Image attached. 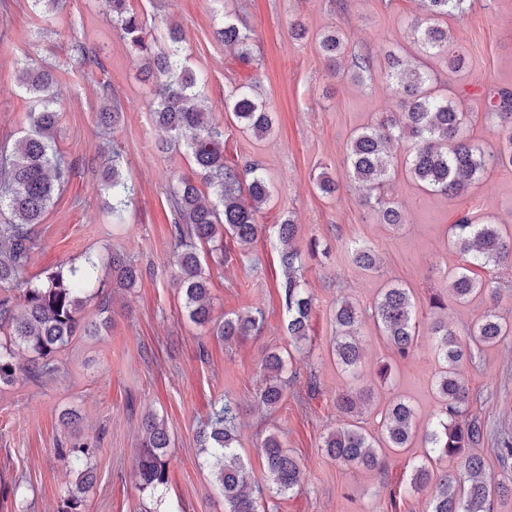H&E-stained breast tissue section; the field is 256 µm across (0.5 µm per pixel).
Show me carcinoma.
Returning <instances> with one entry per match:
<instances>
[{"label": "carcinoma", "instance_id": "cac0c4a2", "mask_svg": "<svg viewBox=\"0 0 512 512\" xmlns=\"http://www.w3.org/2000/svg\"><path fill=\"white\" fill-rule=\"evenodd\" d=\"M464 2L423 0L428 22L412 29L421 53L448 54V71L452 73L465 69L467 61L462 53L449 50L450 35L443 22L464 14ZM109 6L112 31L125 46L145 58V78L154 87L150 111L155 124L169 134L159 143V150L164 153L176 147L183 133L190 132L186 150L200 180L210 189L207 195L196 181L184 178L176 182L170 194L174 214L171 235L182 247L175 280L184 295V308L195 324L210 329L226 343L237 341L259 331L263 315H226L214 320L201 261L195 248L186 247V242L209 243L220 251L224 250L226 235L240 243H253L266 230L257 223L256 216L270 200L271 184L258 163L224 158V127L197 104L200 79L184 51L181 27L167 23L165 34L158 38L145 19L131 9L129 0H109ZM215 35L224 44L238 47L240 55L250 53V32L239 28L229 15H224ZM319 48L329 62L336 63V57L347 51L343 33L337 29L323 34ZM352 63L354 79L373 69V59L367 53L353 55ZM384 67L386 75L395 81L400 111L385 113L376 124L355 132L346 145L352 176L367 190L364 204L373 208L380 223L396 229L406 220L404 205L394 201L388 191L397 168L390 154L394 142L411 140L404 166L409 178L424 191L448 197L467 194L490 168H512V89H491L483 96L480 108L484 119L504 135L503 145L487 149L467 135L475 112L462 107L465 95L453 90L446 96L437 93L434 76L421 67L410 66L401 55H387ZM21 83L34 102L29 125L12 145H0L1 387L13 384L22 372L40 378L53 376L58 369L57 355L73 338L79 334L95 336L98 331V326L84 321L82 315L92 298L87 284L96 273V263L84 267L61 265L38 284L24 278L36 248L34 226L41 223L55 189L68 179L70 166L53 145L52 133L59 118L54 108L55 70L27 54ZM224 111L258 139L273 129L271 113L253 84L240 87L225 99ZM121 119L116 103L98 113V121L104 126L114 128ZM100 182L112 192V216L121 217L131 203L134 188L123 175L119 153L112 154ZM273 230L283 245L280 264L285 277L280 288L288 313V336L299 350L308 338L313 309L304 287L305 256L316 257L319 244L311 239L306 249H301L299 227L290 218L274 225ZM448 247L462 260L448 273V292L456 303L466 306L477 297L497 299L498 291L492 287L489 275L498 265L512 264V232L488 216L468 212L451 225ZM350 256L356 267L379 272L371 247L356 246ZM107 266L112 278L125 288L134 287L140 278L134 261L115 251ZM368 318L391 352L390 361L377 371L380 379L387 380L392 364L408 359L421 335L422 321L413 292L389 283L366 314L349 301L337 304L331 347L336 364L345 373L356 374L361 361L356 336ZM427 334L433 339L437 363L432 382L437 416L431 427L418 435L414 406L407 399L395 398L381 410L380 435H374L359 421L364 406L374 399L372 391L352 385L336 394L340 423L325 437L323 450L340 465L382 470L387 453L406 451L419 439L423 453L413 462L410 485L417 491L431 489L428 512H491L494 498L512 495V444L496 449L502 474H493L487 458L476 450L483 432L479 419L470 412V389L462 367L474 359V348L492 349L512 337V316L502 315L491 306L463 332L438 318L427 323ZM25 353L29 359L22 362L20 357ZM284 365V358L276 352L268 354L261 365L256 399L267 408L277 407L285 397L281 380ZM238 417L239 407L231 400L213 403L206 429L200 434V451L224 493V512H259L263 490L275 495L294 490L300 482L301 468L279 436L270 432L261 443L266 487L248 485L238 452ZM144 434L135 475L140 490L154 492L169 481V437L164 424L153 415L144 422ZM65 457L77 479L61 512H81V493L94 479L89 465L91 449L71 448Z\"/></svg>", "mask_w": 512, "mask_h": 512}]
</instances>
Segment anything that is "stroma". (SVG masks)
<instances>
[{
	"mask_svg": "<svg viewBox=\"0 0 512 512\" xmlns=\"http://www.w3.org/2000/svg\"><path fill=\"white\" fill-rule=\"evenodd\" d=\"M148 25L179 23L191 65L204 87L202 99L224 122V155L258 161L274 186L257 220L274 225L294 219L302 240L317 239L322 253L306 258L304 278L313 299L304 353H288L286 310L279 242L265 234L248 246L225 240V252L198 247L208 278L213 315L262 310L259 333L225 345L188 318L173 277L178 248L170 234V193L177 180L195 174L185 148L158 151L162 131L153 122L151 95L142 82L143 59L112 32L106 0H67L58 13L34 12L28 0H0V144L13 142L27 127L30 97L18 85L19 58L28 53L54 66L59 113L56 143L71 175L56 193L41 224L36 249L25 272L38 281L60 264L106 260L109 251L128 254L142 272L137 285L106 280L107 313L96 302L85 309L99 323L98 335L79 337L58 356L50 377L20 376L0 389V512H60L76 477L60 451L91 446L95 479L85 491L82 512H224V497L199 451V432L213 402L229 398L240 407L237 430L242 455L255 479H262L261 438L277 432L303 470L299 487L279 498H262L266 512H426L429 491L410 487L405 454L390 456L384 470L336 465L323 441L337 425L335 397L348 379L331 353V319L340 298L369 308L384 283L410 288L419 309L434 293H447L449 268L459 262L449 252L450 224L471 209L493 222L512 225V169L489 171L463 197L423 193L405 174L390 185L407 206L403 227L380 224L361 201L346 162L354 130L374 124L395 109L391 79L380 70L352 80V58L330 66L318 37L341 30L351 50L368 49L375 59L401 51L416 56L410 38L415 22L426 21L421 0H130ZM228 11L252 33L251 55L240 58L214 35L216 12ZM305 38L294 39L293 24ZM453 45L464 51L468 68L449 72L444 59L424 58L437 76L438 93L462 88L475 99L491 86H512V0H472L464 15L448 18ZM275 124L263 139L242 132L226 119L224 99L251 78ZM123 112L119 126L103 129L97 114L104 92ZM120 152L123 172L135 188L122 223H113L111 197L98 178ZM335 177L339 189L326 198L316 188L319 172ZM354 245L377 247L384 276L351 265ZM363 359L356 383L373 388L375 405L363 417L378 432L379 407L404 396L417 408L419 427L431 421L436 405L431 381L436 371L430 336H420L413 358L395 366L385 385L375 371L389 351L373 324L362 330ZM271 352L289 355L283 379L286 396L276 409L255 401L257 368ZM463 373L477 397L480 449L492 472H499L495 450L512 440V341L479 351ZM163 419L170 446L169 482L158 493L140 491L135 459L147 415ZM27 487L24 504L12 495L15 481Z\"/></svg>",
	"mask_w": 512,
	"mask_h": 512,
	"instance_id": "35a3bbf8",
	"label": "stroma"
}]
</instances>
